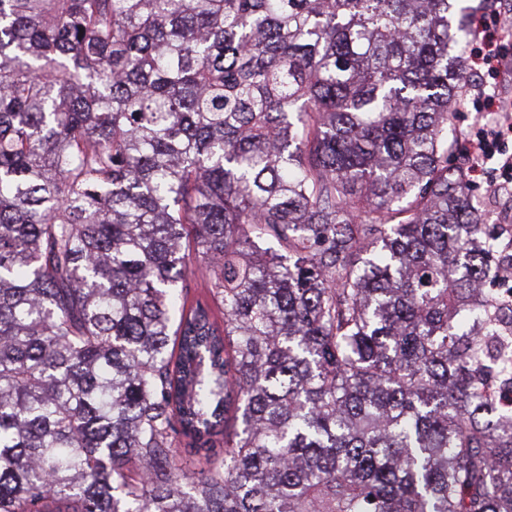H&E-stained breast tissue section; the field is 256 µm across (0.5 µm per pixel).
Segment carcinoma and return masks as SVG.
<instances>
[{
  "mask_svg": "<svg viewBox=\"0 0 512 512\" xmlns=\"http://www.w3.org/2000/svg\"><path fill=\"white\" fill-rule=\"evenodd\" d=\"M453 2L0 0V512H512Z\"/></svg>",
  "mask_w": 512,
  "mask_h": 512,
  "instance_id": "cac0c4a2",
  "label": "carcinoma"
}]
</instances>
